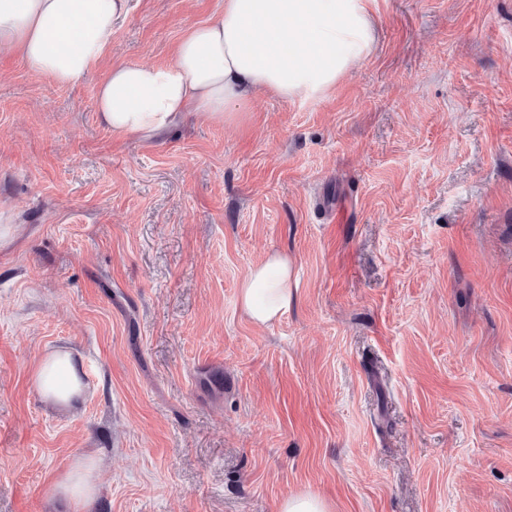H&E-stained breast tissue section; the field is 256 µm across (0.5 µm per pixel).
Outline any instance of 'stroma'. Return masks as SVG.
Segmentation results:
<instances>
[{
    "label": "stroma",
    "instance_id": "stroma-1",
    "mask_svg": "<svg viewBox=\"0 0 512 512\" xmlns=\"http://www.w3.org/2000/svg\"><path fill=\"white\" fill-rule=\"evenodd\" d=\"M223 9L131 0L73 85L0 56V512H512V0H378L324 97L112 134V66ZM272 251L295 300L259 326ZM57 347L65 410L31 382ZM84 456L96 496L49 497ZM293 275V263L287 255L270 253L240 285L239 301L244 314L259 325L277 321L293 301ZM32 382L41 397L57 407H69L82 393L75 360L66 349L46 352L34 368ZM327 504L310 494L289 495L281 503L280 512H327Z\"/></svg>",
    "mask_w": 512,
    "mask_h": 512
}]
</instances>
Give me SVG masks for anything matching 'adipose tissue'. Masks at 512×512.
<instances>
[{"label":"adipose tissue","mask_w":512,"mask_h":512,"mask_svg":"<svg viewBox=\"0 0 512 512\" xmlns=\"http://www.w3.org/2000/svg\"><path fill=\"white\" fill-rule=\"evenodd\" d=\"M375 0H224L215 19L189 27L165 66L112 67L96 93L102 121L118 136L150 139L186 116L240 118L261 94L313 100L333 89L374 44ZM130 0H0V54H17L27 68L58 84L81 80L104 57ZM294 268L270 253L239 289L240 306L267 325L293 301ZM32 382L41 397L68 407L82 393L74 358L46 352ZM53 496L74 504L96 494L93 465L77 462Z\"/></svg>","instance_id":"ef3b65f1"}]
</instances>
